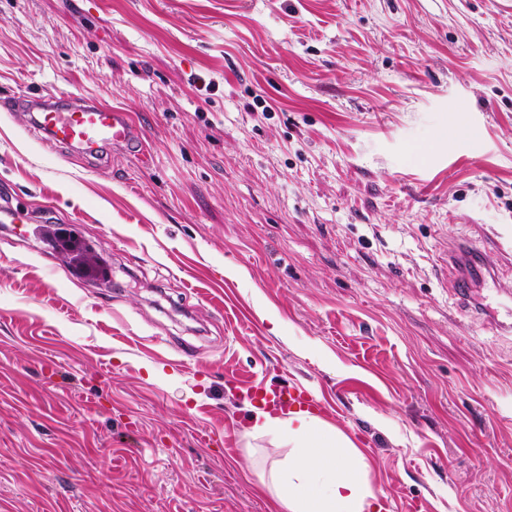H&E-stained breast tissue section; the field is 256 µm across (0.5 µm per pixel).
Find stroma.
I'll use <instances>...</instances> for the list:
<instances>
[{
  "label": "stroma",
  "mask_w": 512,
  "mask_h": 512,
  "mask_svg": "<svg viewBox=\"0 0 512 512\" xmlns=\"http://www.w3.org/2000/svg\"><path fill=\"white\" fill-rule=\"evenodd\" d=\"M124 110L149 158L46 142ZM0 512H276L241 390L301 385L386 512H512V0H0ZM25 105L29 127L59 147L89 155L113 145L134 149V153L141 151L133 125L121 109L71 96L54 100L34 97ZM0 220L4 224H16L14 233L17 237H27L29 235L28 225L30 224V218L28 212L18 207H5L0 210Z\"/></svg>",
  "instance_id": "35a3bbf8"
}]
</instances>
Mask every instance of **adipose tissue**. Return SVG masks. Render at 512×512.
<instances>
[{
  "label": "adipose tissue",
  "instance_id": "obj_1",
  "mask_svg": "<svg viewBox=\"0 0 512 512\" xmlns=\"http://www.w3.org/2000/svg\"><path fill=\"white\" fill-rule=\"evenodd\" d=\"M248 436L288 447L262 476L278 512H383L367 465L343 431L306 410L254 409Z\"/></svg>",
  "mask_w": 512,
  "mask_h": 512
}]
</instances>
